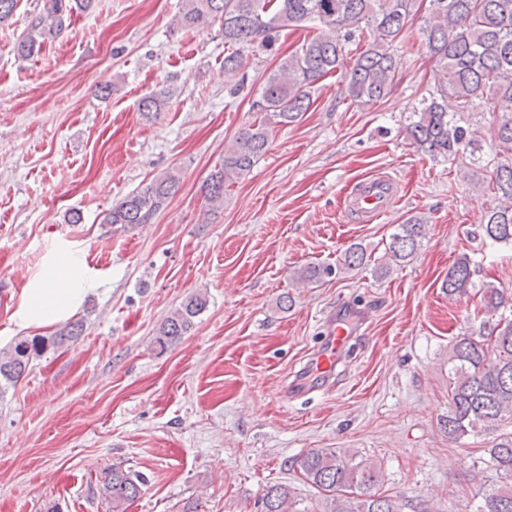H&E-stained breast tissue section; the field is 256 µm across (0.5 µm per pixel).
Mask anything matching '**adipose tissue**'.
Returning a JSON list of instances; mask_svg holds the SVG:
<instances>
[{"label": "adipose tissue", "instance_id": "ef3b65f1", "mask_svg": "<svg viewBox=\"0 0 512 512\" xmlns=\"http://www.w3.org/2000/svg\"><path fill=\"white\" fill-rule=\"evenodd\" d=\"M95 286L91 271L80 257L72 253L54 257L48 268L26 285L12 318L22 327L65 320Z\"/></svg>", "mask_w": 512, "mask_h": 512}]
</instances>
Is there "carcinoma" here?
I'll return each instance as SVG.
<instances>
[{"label":"carcinoma","instance_id":"carcinoma-1","mask_svg":"<svg viewBox=\"0 0 512 512\" xmlns=\"http://www.w3.org/2000/svg\"><path fill=\"white\" fill-rule=\"evenodd\" d=\"M82 0H46L31 16L25 34L14 52L26 60L39 53L45 40L66 27ZM413 0H182L173 21L176 30L222 23L224 45L234 50L224 55V75L229 93L247 90L241 75L240 48L273 49L277 33L317 22L323 32L302 46L279 57L261 91L252 102L259 118L239 129L224 146V158L214 167L206 184L207 199L224 203V192L248 174L268 152L273 127L300 120L311 104L315 83L343 68V94L355 103L370 104L391 90L397 67L392 44L411 17ZM431 11L422 28L426 44L438 63L435 90L414 113L406 127L409 140L431 156L469 160L476 168L470 184L477 193L490 194L482 236L512 245V0H430ZM370 30L372 40L357 50L353 62L345 64L349 45L359 43L360 24ZM454 110L448 111V100ZM169 97L153 91L140 101L139 111L148 118L164 110ZM492 104L495 126L490 130L491 153H483L484 135L469 123L474 108ZM176 169L153 179L142 190L112 206L105 223L131 229L145 224L167 205L179 189ZM427 219L413 215L397 226L381 259L380 269L407 263L425 236ZM366 254L358 244L348 247L336 266L307 265L295 280L299 285L322 281L361 268ZM475 270L467 257L448 270L443 288L449 297L469 293ZM481 311L496 318L484 322L479 335L465 333L452 344L448 414L439 424L448 440L459 442L471 434H494L488 449L489 467L501 482L482 490L477 512H512V306L503 289L491 282L478 290ZM203 292L189 295L161 323L153 344L163 353L185 336L195 319L207 308ZM511 315H505V312ZM84 332V320L69 322L54 336H32L16 340L0 350V398L16 385L30 362ZM305 482L321 494L326 512H400L392 497L381 492L382 471L378 463L357 459L346 450L316 448L299 461ZM146 478L135 471L112 466L102 485L112 512H126L139 497ZM259 503L261 512H297L291 492L284 484L269 485Z\"/></svg>","mask_w":512,"mask_h":512}]
</instances>
